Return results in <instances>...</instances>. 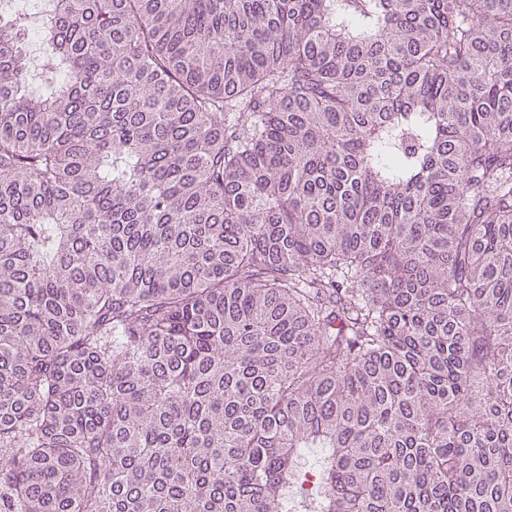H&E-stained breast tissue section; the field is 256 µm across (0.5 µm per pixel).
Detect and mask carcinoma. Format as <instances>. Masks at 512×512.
Masks as SVG:
<instances>
[{"mask_svg": "<svg viewBox=\"0 0 512 512\" xmlns=\"http://www.w3.org/2000/svg\"><path fill=\"white\" fill-rule=\"evenodd\" d=\"M0 18V512H512V0Z\"/></svg>", "mask_w": 512, "mask_h": 512, "instance_id": "cac0c4a2", "label": "carcinoma"}]
</instances>
